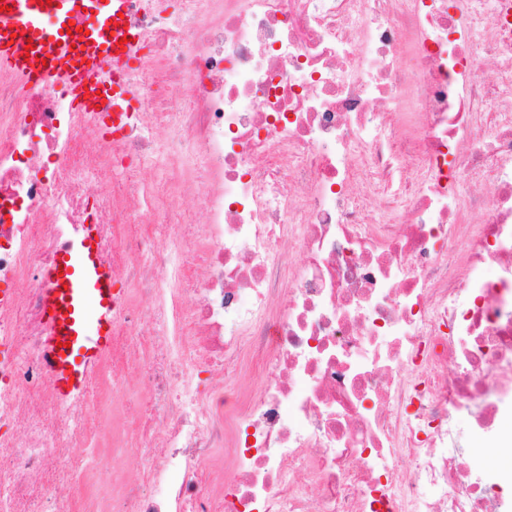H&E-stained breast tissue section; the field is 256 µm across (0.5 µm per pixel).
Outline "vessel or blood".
Returning <instances> with one entry per match:
<instances>
[{
  "label": "vessel or blood",
  "mask_w": 512,
  "mask_h": 512,
  "mask_svg": "<svg viewBox=\"0 0 512 512\" xmlns=\"http://www.w3.org/2000/svg\"><path fill=\"white\" fill-rule=\"evenodd\" d=\"M0 68L27 80L61 84L73 103L86 112L102 114L103 122L120 123L128 115L125 73L134 61L139 31L133 22V0H0ZM97 16L87 34L69 35L66 25L81 13ZM34 34L30 54L18 51L19 35ZM69 56L67 70L55 67L59 56ZM109 67L112 84H90L92 72ZM42 291L47 328L41 358L59 403L80 398L92 373L111 349L114 323L112 299L116 284L111 268L100 259L95 225L59 252L46 271Z\"/></svg>",
  "instance_id": "obj_1"
}]
</instances>
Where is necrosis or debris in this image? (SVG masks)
Returning <instances> with one entry per match:
<instances>
[{
    "mask_svg": "<svg viewBox=\"0 0 512 512\" xmlns=\"http://www.w3.org/2000/svg\"><path fill=\"white\" fill-rule=\"evenodd\" d=\"M168 9L134 15V116L113 136L0 70V512H112L102 451L122 433L58 404L40 359L43 272L85 224L119 286L93 398L115 400L116 368L156 401L143 482L112 481L124 512H512V468L465 466L456 425L512 447V0ZM158 160L163 182L143 175ZM230 369L262 384L228 406Z\"/></svg>",
    "mask_w": 512,
    "mask_h": 512,
    "instance_id": "4bbe7bcc",
    "label": "necrosis or debris"
}]
</instances>
